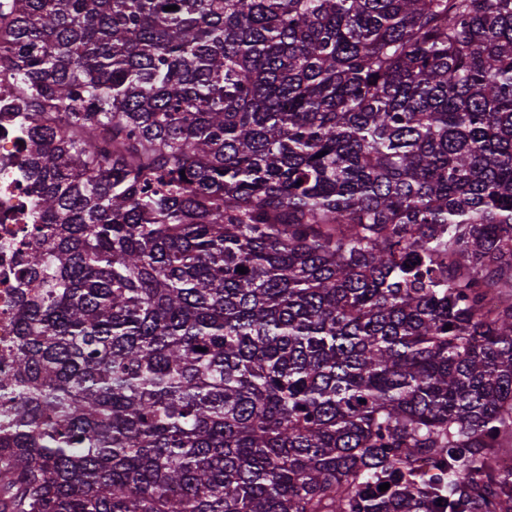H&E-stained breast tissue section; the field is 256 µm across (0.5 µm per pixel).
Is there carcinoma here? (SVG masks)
Here are the masks:
<instances>
[{
    "mask_svg": "<svg viewBox=\"0 0 512 512\" xmlns=\"http://www.w3.org/2000/svg\"><path fill=\"white\" fill-rule=\"evenodd\" d=\"M0 36L36 122L0 512H512V0H0Z\"/></svg>",
    "mask_w": 512,
    "mask_h": 512,
    "instance_id": "1",
    "label": "carcinoma"
}]
</instances>
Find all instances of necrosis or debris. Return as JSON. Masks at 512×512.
I'll list each match as a JSON object with an SVG mask.
<instances>
[{
  "mask_svg": "<svg viewBox=\"0 0 512 512\" xmlns=\"http://www.w3.org/2000/svg\"><path fill=\"white\" fill-rule=\"evenodd\" d=\"M25 117L22 94L11 76L0 72V346L17 334L16 290L34 224L33 187L21 143Z\"/></svg>",
  "mask_w": 512,
  "mask_h": 512,
  "instance_id": "4bbe7bcc",
  "label": "necrosis or debris"
}]
</instances>
